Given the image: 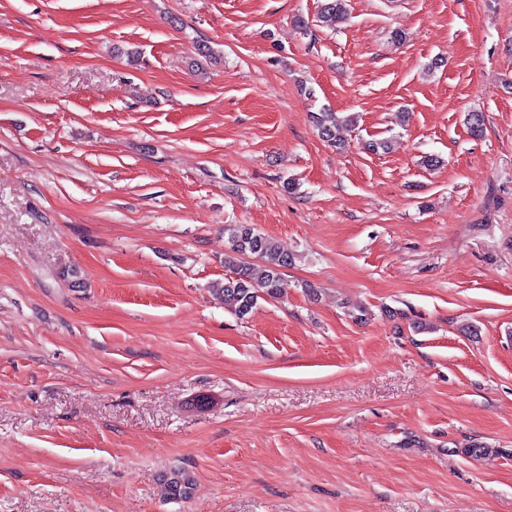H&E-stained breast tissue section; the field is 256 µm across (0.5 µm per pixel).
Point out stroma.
I'll list each match as a JSON object with an SVG mask.
<instances>
[{
	"instance_id": "35a3bbf8",
	"label": "stroma",
	"mask_w": 512,
	"mask_h": 512,
	"mask_svg": "<svg viewBox=\"0 0 512 512\" xmlns=\"http://www.w3.org/2000/svg\"><path fill=\"white\" fill-rule=\"evenodd\" d=\"M319 3L0 0V512H512V0ZM313 118L319 137L336 147H342L343 145V141L338 135L339 127L344 122L347 124V122L352 123L354 120V116L351 115L347 116L346 119L340 120L336 112H328L326 110L316 113ZM224 233L229 244L224 266L232 275L211 289L224 298L225 307L242 319L252 312L259 298L279 296L281 271L292 264L294 255L287 246L248 224L225 225ZM164 494L169 499L187 500L192 497L194 480L185 470L177 469L163 478Z\"/></svg>"
}]
</instances>
